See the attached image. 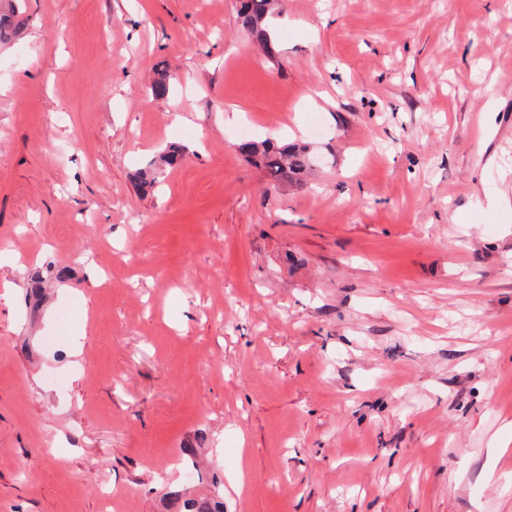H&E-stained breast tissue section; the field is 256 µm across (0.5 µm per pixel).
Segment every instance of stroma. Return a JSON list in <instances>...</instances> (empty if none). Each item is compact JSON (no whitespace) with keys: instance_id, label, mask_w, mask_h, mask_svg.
<instances>
[{"instance_id":"obj_1","label":"stroma","mask_w":512,"mask_h":512,"mask_svg":"<svg viewBox=\"0 0 512 512\" xmlns=\"http://www.w3.org/2000/svg\"><path fill=\"white\" fill-rule=\"evenodd\" d=\"M21 5L0 512H512V0H276L270 55L239 0ZM239 149L278 182L300 181L315 165L313 155L303 143L274 146L270 142L251 140L241 144ZM183 158V153L177 150H172L170 152H166L160 154L158 158L152 163L150 169L144 171L139 176L140 184H149L155 183L157 181L158 175L162 173V170L167 167H174L180 163ZM184 512H224V501L218 495H199L184 500Z\"/></svg>"}]
</instances>
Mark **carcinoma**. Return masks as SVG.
Instances as JSON below:
<instances>
[{
	"instance_id": "cac0c4a2",
	"label": "carcinoma",
	"mask_w": 512,
	"mask_h": 512,
	"mask_svg": "<svg viewBox=\"0 0 512 512\" xmlns=\"http://www.w3.org/2000/svg\"><path fill=\"white\" fill-rule=\"evenodd\" d=\"M271 18L270 0H243L237 11V23L245 31L255 33L264 43L267 51H272L267 30ZM26 24L19 7L9 5L0 11V42L17 36ZM240 151L254 159L274 181H298L313 170L315 161L307 145L293 143L275 146L266 141H247L240 145ZM183 153L177 150L163 153L152 163L150 169L139 176L140 183H154L162 170L180 163ZM185 512H224V501L218 495H199L184 500Z\"/></svg>"
}]
</instances>
